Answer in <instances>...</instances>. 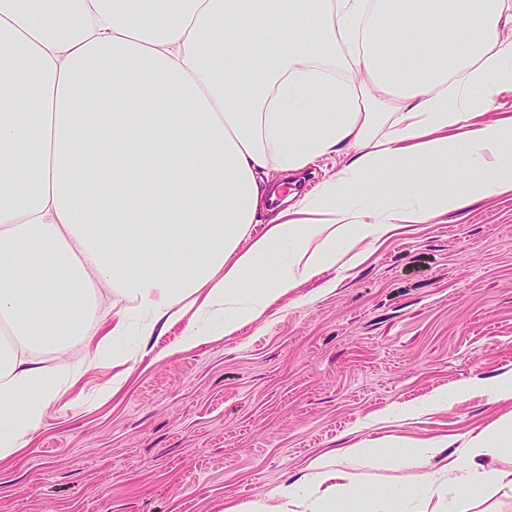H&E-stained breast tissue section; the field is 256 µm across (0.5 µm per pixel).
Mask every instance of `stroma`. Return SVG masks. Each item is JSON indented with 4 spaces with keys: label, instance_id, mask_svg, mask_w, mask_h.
Listing matches in <instances>:
<instances>
[{
    "label": "stroma",
    "instance_id": "1",
    "mask_svg": "<svg viewBox=\"0 0 512 512\" xmlns=\"http://www.w3.org/2000/svg\"><path fill=\"white\" fill-rule=\"evenodd\" d=\"M366 260L293 289L234 335L182 350L189 319L140 341L128 382L86 370L0 461V512H225L310 478L318 455L387 444L393 468L348 470L394 491L412 449L465 447L512 423L488 388L512 373V193L366 244Z\"/></svg>",
    "mask_w": 512,
    "mask_h": 512
}]
</instances>
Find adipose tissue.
<instances>
[{"mask_svg": "<svg viewBox=\"0 0 512 512\" xmlns=\"http://www.w3.org/2000/svg\"><path fill=\"white\" fill-rule=\"evenodd\" d=\"M391 2L0 0V461L86 368H114L102 398L125 386L127 322L99 335L95 289L145 338L192 315L187 350L363 262L362 242L512 193V116L478 118L512 91V0ZM328 155L345 161L276 208L272 174ZM491 451L481 433L448 454L449 507L503 482ZM438 454L414 450L423 474L392 495L351 492V462L394 461L368 447L279 494L294 512H406Z\"/></svg>", "mask_w": 512, "mask_h": 512, "instance_id": "obj_1", "label": "adipose tissue"}]
</instances>
